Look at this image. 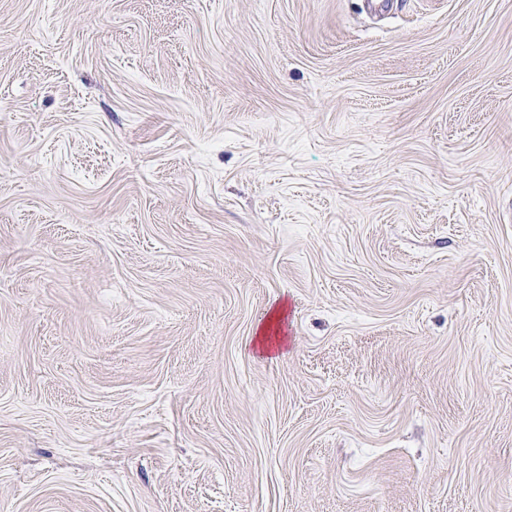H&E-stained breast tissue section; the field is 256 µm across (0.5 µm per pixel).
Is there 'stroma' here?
I'll return each mask as SVG.
<instances>
[{
    "instance_id": "35a3bbf8",
    "label": "stroma",
    "mask_w": 512,
    "mask_h": 512,
    "mask_svg": "<svg viewBox=\"0 0 512 512\" xmlns=\"http://www.w3.org/2000/svg\"><path fill=\"white\" fill-rule=\"evenodd\" d=\"M389 2L0 0V512H512V0Z\"/></svg>"
}]
</instances>
